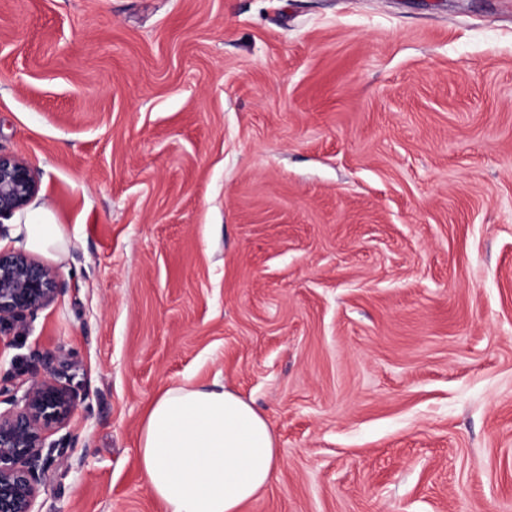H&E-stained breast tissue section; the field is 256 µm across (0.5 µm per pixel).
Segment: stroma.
<instances>
[{
	"label": "stroma",
	"instance_id": "obj_1",
	"mask_svg": "<svg viewBox=\"0 0 512 512\" xmlns=\"http://www.w3.org/2000/svg\"><path fill=\"white\" fill-rule=\"evenodd\" d=\"M0 152L71 239L39 512H165L180 382L269 420L244 512H512V0H0Z\"/></svg>",
	"mask_w": 512,
	"mask_h": 512
}]
</instances>
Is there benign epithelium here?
<instances>
[{"mask_svg":"<svg viewBox=\"0 0 512 512\" xmlns=\"http://www.w3.org/2000/svg\"><path fill=\"white\" fill-rule=\"evenodd\" d=\"M38 188L23 158L0 153V219L22 211ZM62 291L59 269L22 249H0V331L23 327L27 316ZM60 378L51 366L38 380L18 370L11 387L0 389L10 405L0 411V512H38L47 439L76 410V396Z\"/></svg>","mask_w":512,"mask_h":512,"instance_id":"benign-epithelium-1","label":"benign epithelium"}]
</instances>
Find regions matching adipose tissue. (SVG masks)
Listing matches in <instances>:
<instances>
[{"mask_svg":"<svg viewBox=\"0 0 512 512\" xmlns=\"http://www.w3.org/2000/svg\"><path fill=\"white\" fill-rule=\"evenodd\" d=\"M20 246L62 259L70 239L40 208L17 224ZM140 470L167 512H243L279 467L265 416L234 390L175 384L155 396L141 423Z\"/></svg>","mask_w":512,"mask_h":512,"instance_id":"1","label":"adipose tissue"}]
</instances>
